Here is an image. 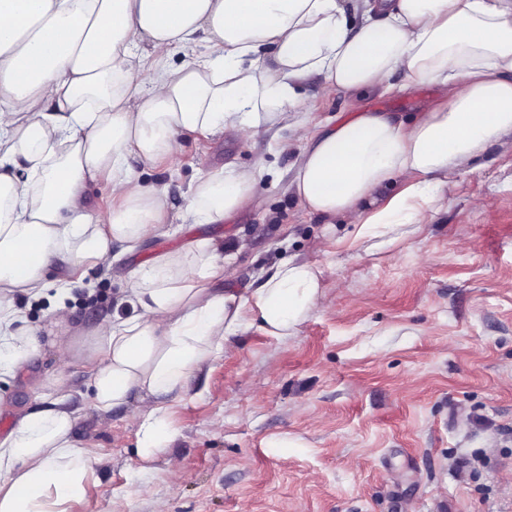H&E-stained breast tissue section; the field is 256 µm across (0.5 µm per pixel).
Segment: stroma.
<instances>
[{"label": "stroma", "mask_w": 512, "mask_h": 512, "mask_svg": "<svg viewBox=\"0 0 512 512\" xmlns=\"http://www.w3.org/2000/svg\"><path fill=\"white\" fill-rule=\"evenodd\" d=\"M295 92L314 126L352 110L317 74ZM441 95L419 83L363 105L408 121ZM305 136L279 123L240 140L191 135L152 164L130 158L141 185L166 186L170 229L131 253L113 243L112 262L74 282L73 332L131 315L118 303L130 271L195 237L231 257L216 288L256 287L263 270L297 258L322 270L321 297L294 336L249 328L191 375L167 399L172 441L146 460L133 407L97 411L65 337L42 336L34 362L0 382V434L40 408L46 378L68 379L74 435L91 451L68 512H512V137L473 172L449 175L434 220L372 254L345 216L310 213L288 191ZM259 160L267 172L242 211L181 223L202 168ZM477 452L486 465L459 475L456 461Z\"/></svg>", "instance_id": "stroma-1"}]
</instances>
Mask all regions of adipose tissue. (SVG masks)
I'll list each match as a JSON object with an SVG mask.
<instances>
[{
  "instance_id": "1",
  "label": "adipose tissue",
  "mask_w": 512,
  "mask_h": 512,
  "mask_svg": "<svg viewBox=\"0 0 512 512\" xmlns=\"http://www.w3.org/2000/svg\"><path fill=\"white\" fill-rule=\"evenodd\" d=\"M201 34L208 60L171 67ZM397 72L406 83H391ZM313 73L353 111L314 131L289 188L309 212L347 216L354 242L392 246L433 219L448 174L512 135V0H362L356 17L342 0H0V380L41 348L15 292L63 294L66 277L111 261L113 242L132 251L161 233L166 190L140 186L129 154L152 163L188 135L288 121ZM419 82L445 94L411 121L361 105ZM264 171L203 170L185 218L224 222ZM98 179L114 201L104 220L83 204ZM219 250L195 238L134 268L133 315L101 320L72 352L99 411L139 396L142 458L172 438L167 397L223 359L231 337L255 325L291 336L318 302L320 270L295 259L247 293L214 290ZM40 398L0 435V512H67L84 493L90 459L67 380L48 379Z\"/></svg>"
}]
</instances>
